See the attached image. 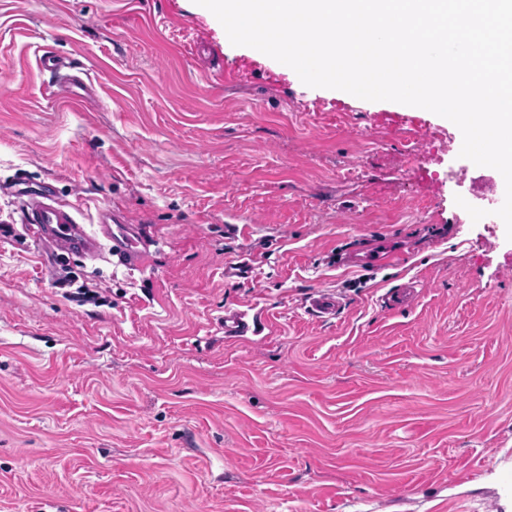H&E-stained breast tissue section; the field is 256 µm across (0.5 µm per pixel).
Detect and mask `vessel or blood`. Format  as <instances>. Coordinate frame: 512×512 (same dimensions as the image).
Wrapping results in <instances>:
<instances>
[{
  "mask_svg": "<svg viewBox=\"0 0 512 512\" xmlns=\"http://www.w3.org/2000/svg\"><path fill=\"white\" fill-rule=\"evenodd\" d=\"M39 66L42 71L49 73L56 99L95 106V96L85 90L82 78L73 74L69 60L47 52L40 56ZM22 221L33 230L39 244L54 251L95 256L107 248L116 264L129 269L143 267L148 260L144 236L135 225L122 223L117 216L110 218L100 215L98 228L92 230L77 221L74 206L49 201L47 196L41 194H32L23 202ZM396 258L393 250L370 249L342 254L338 263L350 267L376 266L394 262ZM257 332L258 324L249 320L247 311L225 310V336L242 337Z\"/></svg>",
  "mask_w": 512,
  "mask_h": 512,
  "instance_id": "b4317fda",
  "label": "vessel or blood"
}]
</instances>
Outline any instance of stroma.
I'll return each instance as SVG.
<instances>
[{"instance_id": "obj_1", "label": "stroma", "mask_w": 512, "mask_h": 512, "mask_svg": "<svg viewBox=\"0 0 512 512\" xmlns=\"http://www.w3.org/2000/svg\"><path fill=\"white\" fill-rule=\"evenodd\" d=\"M0 73V512H512V241L455 202L505 186L401 166L455 125L308 87L194 0H0ZM31 190L120 209L146 265L43 260ZM382 241L401 262L338 266ZM232 308L261 334L225 339ZM39 66L42 71L50 73L57 100H68L89 107L96 105L95 96L85 88L82 78L71 73L73 67L69 60L46 51L39 57Z\"/></svg>"}]
</instances>
